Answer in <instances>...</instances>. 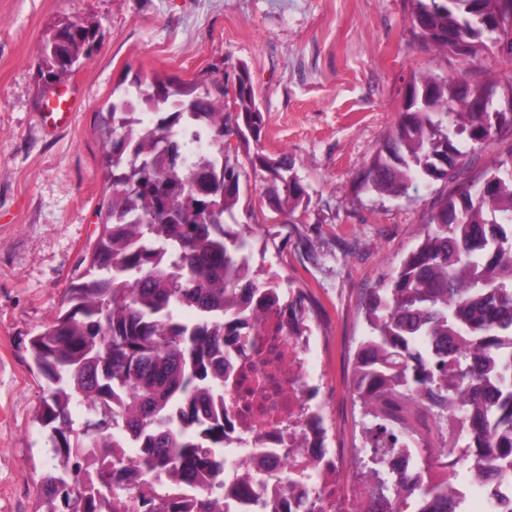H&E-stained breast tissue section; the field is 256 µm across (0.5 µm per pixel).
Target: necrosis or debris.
<instances>
[{
	"label": "necrosis or debris",
	"instance_id": "obj_1",
	"mask_svg": "<svg viewBox=\"0 0 512 512\" xmlns=\"http://www.w3.org/2000/svg\"><path fill=\"white\" fill-rule=\"evenodd\" d=\"M224 346V512H362L345 500L340 475L351 466L324 445L310 381L320 362L310 333L292 335L270 311L247 312ZM457 423L448 488L458 512H512V467L486 487L484 463Z\"/></svg>",
	"mask_w": 512,
	"mask_h": 512
}]
</instances>
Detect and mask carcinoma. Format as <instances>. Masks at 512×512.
<instances>
[{"label": "carcinoma", "mask_w": 512, "mask_h": 512, "mask_svg": "<svg viewBox=\"0 0 512 512\" xmlns=\"http://www.w3.org/2000/svg\"><path fill=\"white\" fill-rule=\"evenodd\" d=\"M512 0H416L412 24L428 44L475 59L493 45L512 59ZM96 33L59 18L45 35L40 73L57 81L92 57ZM461 83L413 78L394 129L359 188L400 196L448 174L488 143L509 117L476 112ZM153 115L139 127L128 113ZM234 125L210 91L135 76L99 113L95 133L108 184L101 234L66 309L31 339L47 381L40 416L50 471L37 512H224L208 486L177 503L173 491L207 471L224 481V337L243 305L268 308L276 286L250 273L252 243L234 231L241 169L226 137L260 144L264 116L249 73L236 74ZM208 151L193 154L197 143ZM272 174L265 193L292 214L308 194L288 155L254 151ZM305 297L276 303L283 327L303 330ZM195 312L186 322L181 311ZM368 332L355 358L354 393L374 424L365 436L391 496L369 512H454L448 488L412 480L392 463L410 432L403 406L418 403L448 421L461 410L483 459L512 460V152L479 184L443 198L422 239L367 303ZM139 444L135 469L120 452ZM448 470L451 452L415 449Z\"/></svg>", "instance_id": "cac0c4a2"}]
</instances>
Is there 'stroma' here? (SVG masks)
<instances>
[{"instance_id": "obj_1", "label": "stroma", "mask_w": 512, "mask_h": 512, "mask_svg": "<svg viewBox=\"0 0 512 512\" xmlns=\"http://www.w3.org/2000/svg\"><path fill=\"white\" fill-rule=\"evenodd\" d=\"M412 9V0H0V512L38 507L49 457L38 421L45 380L30 342L87 267L107 181L94 123L135 74L224 86L229 108L233 76L247 68L265 120L262 151L289 155L309 205L279 210L264 194L266 172L241 152L237 229L251 237L259 281L307 297L329 447H365L369 419L352 372L367 298L418 244L438 201L512 151L506 126L453 178L417 182L400 197L359 190L414 74L471 84L512 75V60L495 53L467 61L422 44ZM61 17L92 26L96 48L64 84L76 100L70 125L49 129L39 66L45 32Z\"/></svg>"}]
</instances>
